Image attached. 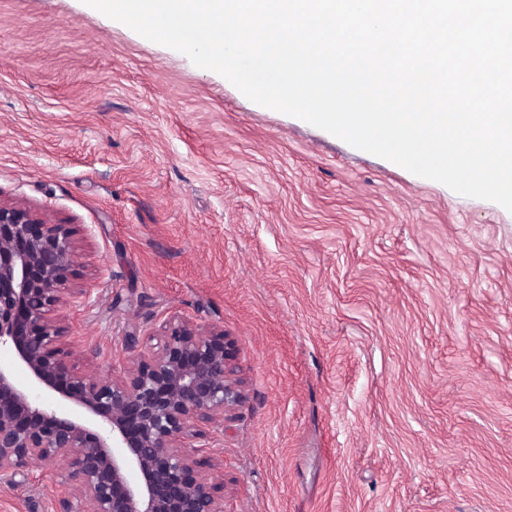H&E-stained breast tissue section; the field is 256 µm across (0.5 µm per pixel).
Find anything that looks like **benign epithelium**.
Returning <instances> with one entry per match:
<instances>
[{
    "label": "benign epithelium",
    "mask_w": 512,
    "mask_h": 512,
    "mask_svg": "<svg viewBox=\"0 0 512 512\" xmlns=\"http://www.w3.org/2000/svg\"><path fill=\"white\" fill-rule=\"evenodd\" d=\"M74 248L71 227L0 204V348L31 377L20 386L0 367V480L31 459L63 457L65 483L80 495L59 498L54 512H224L202 471L223 453L224 433L201 428L239 401L224 331L167 312L157 346L122 338V375L93 380L71 370L79 345L58 311L92 294L72 286ZM59 400L91 424L59 411Z\"/></svg>",
    "instance_id": "benign-epithelium-1"
}]
</instances>
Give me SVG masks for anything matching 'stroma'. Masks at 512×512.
<instances>
[{
  "label": "stroma",
  "mask_w": 512,
  "mask_h": 512,
  "mask_svg": "<svg viewBox=\"0 0 512 512\" xmlns=\"http://www.w3.org/2000/svg\"><path fill=\"white\" fill-rule=\"evenodd\" d=\"M0 203L73 227L87 377L162 312L229 336L224 512H512V212L83 0H0ZM64 473L29 462L0 512H50Z\"/></svg>",
  "instance_id": "1"
}]
</instances>
